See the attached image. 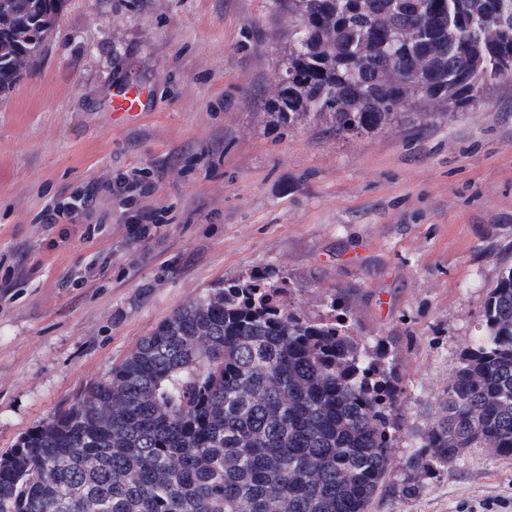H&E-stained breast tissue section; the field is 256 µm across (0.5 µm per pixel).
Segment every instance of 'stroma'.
I'll list each match as a JSON object with an SVG mask.
<instances>
[{
  "mask_svg": "<svg viewBox=\"0 0 512 512\" xmlns=\"http://www.w3.org/2000/svg\"><path fill=\"white\" fill-rule=\"evenodd\" d=\"M287 49L274 0H63L0 93V454L175 309L271 267L305 307L347 293L359 335L396 340L403 428L369 512H512V459L405 467L512 265V77L452 116L343 139L271 116ZM129 85L147 107L120 118ZM134 168L155 183L137 206L149 235L132 238L117 193L43 230L45 204Z\"/></svg>",
  "mask_w": 512,
  "mask_h": 512,
  "instance_id": "1",
  "label": "stroma"
}]
</instances>
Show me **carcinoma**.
<instances>
[{
  "label": "carcinoma",
  "mask_w": 512,
  "mask_h": 512,
  "mask_svg": "<svg viewBox=\"0 0 512 512\" xmlns=\"http://www.w3.org/2000/svg\"><path fill=\"white\" fill-rule=\"evenodd\" d=\"M62 0H0V93ZM293 19L281 122L361 136L477 101L512 60V0H278ZM265 268L177 308L103 380L0 456V512H369L391 470L400 377ZM441 413L406 462L512 458V266L489 289Z\"/></svg>",
  "instance_id": "1"
}]
</instances>
